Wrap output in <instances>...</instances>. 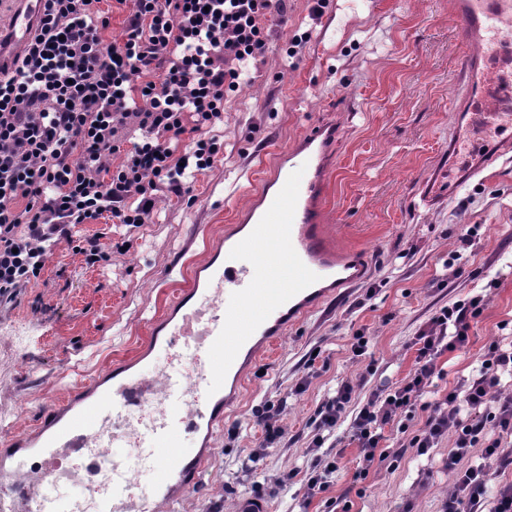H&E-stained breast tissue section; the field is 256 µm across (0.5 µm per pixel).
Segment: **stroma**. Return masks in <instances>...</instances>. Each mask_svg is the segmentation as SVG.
Returning a JSON list of instances; mask_svg holds the SVG:
<instances>
[{
	"label": "stroma",
	"mask_w": 512,
	"mask_h": 512,
	"mask_svg": "<svg viewBox=\"0 0 512 512\" xmlns=\"http://www.w3.org/2000/svg\"><path fill=\"white\" fill-rule=\"evenodd\" d=\"M448 2L328 0L315 15L311 0H288V21L272 27L259 76L224 98V123L215 129L224 152L196 175L194 203L164 191L135 231L106 217L78 225L77 239L99 237L109 261L89 266L74 248L60 247L30 288L0 305V446L28 432L44 405L142 350L150 322L250 204L276 152L327 121L340 136L327 177L325 236L337 257L363 254L366 277L289 326L275 352L246 370L198 488L163 512H236L240 498L259 493L270 512H327L330 498L349 512H439L451 482L444 444L428 456L406 452L396 469L361 479L341 425L334 436L346 443L344 458L328 492L309 496L305 474L321 403L363 369L349 351L353 336L371 338L372 384L396 382L413 369L409 343L436 311L488 293L467 348L440 360L442 389L479 365L489 340L512 339V152L459 184L499 134L459 108L464 46ZM300 36L306 43L296 65L284 67ZM461 124L469 139L452 161L448 137ZM473 224L478 235L461 248ZM457 249L462 260L449 263ZM304 376L310 382L296 393ZM270 404L280 408L286 437L256 457V415Z\"/></svg>",
	"instance_id": "stroma-1"
}]
</instances>
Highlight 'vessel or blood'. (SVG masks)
<instances>
[{
    "label": "vessel or blood",
    "mask_w": 512,
    "mask_h": 512,
    "mask_svg": "<svg viewBox=\"0 0 512 512\" xmlns=\"http://www.w3.org/2000/svg\"><path fill=\"white\" fill-rule=\"evenodd\" d=\"M42 0H18L7 43H0V73L12 69L17 52L30 40ZM450 18L465 43V75L499 52L500 28L512 18V0H452ZM336 125L316 123L299 142L276 156V164L237 217L245 231L225 235L211 246L206 264L190 286L176 293L169 309L150 324L149 342L176 357L192 353V371L176 369L165 385L171 397L166 413L143 428L130 427L126 409L152 402L155 385L134 376V360L114 361L103 378L47 404L35 429L0 448V512H80L77 502L54 494L60 483L82 478L94 497L95 512H161L189 492L201 477L202 461L187 456L182 434L212 441L224 418L228 392L237 391L243 371L258 348H272L289 323L318 309L329 297L324 285L359 283L364 260L352 255L339 266L322 227L326 177ZM289 248H282V240ZM144 448L153 471V491L137 493L130 469L106 456L122 441ZM35 462L39 480L19 479Z\"/></svg>",
    "instance_id": "1"
}]
</instances>
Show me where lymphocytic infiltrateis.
Here are the masks:
<instances>
[{"mask_svg": "<svg viewBox=\"0 0 512 512\" xmlns=\"http://www.w3.org/2000/svg\"><path fill=\"white\" fill-rule=\"evenodd\" d=\"M100 2L44 0L34 36L0 75V303L71 243L75 225L107 215L138 227L158 192L190 195L222 150L205 131L223 122L225 92L252 81L268 50L265 25L287 11L286 0H117L129 11L124 37L110 43ZM130 130L141 133L131 144ZM486 303L479 294L436 311L399 384L367 389L364 372L343 380L318 409L313 448L348 421L364 478L400 455L386 429L406 434L420 456L448 438L443 512H512V481H493L512 468V393L502 385L512 342L492 340L468 377L424 400L443 375L440 358L468 345Z\"/></svg>", "mask_w": 512, "mask_h": 512, "instance_id": "obj_1", "label": "lymphocytic infiltrate"}]
</instances>
